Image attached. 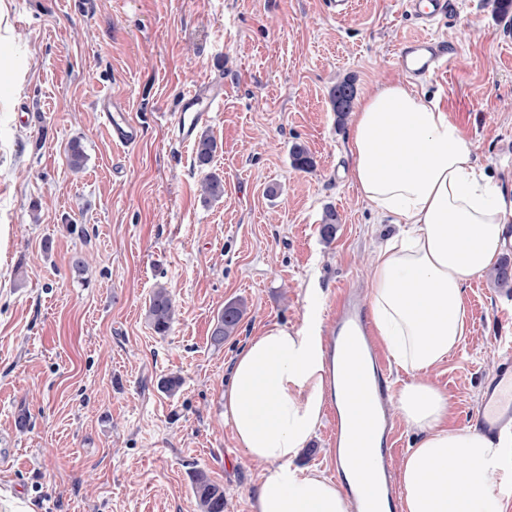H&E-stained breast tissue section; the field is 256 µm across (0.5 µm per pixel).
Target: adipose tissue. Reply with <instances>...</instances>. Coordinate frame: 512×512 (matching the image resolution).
Here are the masks:
<instances>
[{
	"label": "adipose tissue",
	"instance_id": "ef3b65f1",
	"mask_svg": "<svg viewBox=\"0 0 512 512\" xmlns=\"http://www.w3.org/2000/svg\"><path fill=\"white\" fill-rule=\"evenodd\" d=\"M346 152L357 192L398 232L369 266L366 315L395 362L413 372L394 397L417 440L400 464L402 512H502L492 485L502 444L448 425L446 397L425 377L466 334L465 290L497 262L512 230V186L490 176L458 122L401 82L359 100ZM319 312L301 329L264 327L235 358L224 421L248 457L264 464L252 512H349L340 481L292 467L339 402L348 416L371 411L352 385L372 371L357 359L329 372Z\"/></svg>",
	"mask_w": 512,
	"mask_h": 512
}]
</instances>
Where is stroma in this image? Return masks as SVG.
<instances>
[{"label":"stroma","mask_w":512,"mask_h":512,"mask_svg":"<svg viewBox=\"0 0 512 512\" xmlns=\"http://www.w3.org/2000/svg\"><path fill=\"white\" fill-rule=\"evenodd\" d=\"M0 0V512H198L195 470L224 488V512H251L264 466L224 423V386L248 341L276 323L324 329L368 267L389 224L350 181L337 81L357 95L404 80L396 48L423 33L452 45L446 74L417 82L439 98L481 165L512 182V15L459 0L423 28L399 0ZM223 83L204 129L224 196L204 201L194 149L175 142L177 101ZM119 97L143 130L113 145L96 106ZM85 166H69L72 143ZM300 142L314 158L293 167ZM339 218L320 233L326 208ZM82 253L86 262L74 269ZM177 319L148 318L155 288ZM237 331L214 344L226 304ZM468 331L428 379L462 428L512 338V297L489 275L465 293ZM178 376L175 393L161 387ZM26 417V428L17 420ZM354 98V81L351 78H344L336 83L331 93V102L338 121L341 122L347 112L351 111ZM174 305L166 288H156L150 299L147 317L156 333H167L174 321Z\"/></svg>","instance_id":"35a3bbf8"}]
</instances>
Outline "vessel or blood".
Segmentation results:
<instances>
[{
  "mask_svg": "<svg viewBox=\"0 0 512 512\" xmlns=\"http://www.w3.org/2000/svg\"><path fill=\"white\" fill-rule=\"evenodd\" d=\"M450 55L447 44L432 37H420L400 42L397 63L409 75L427 78L445 70ZM224 100L222 85L204 82L190 92L183 94L179 101L176 119V140L179 145L190 146L200 125L206 123L211 112L220 108ZM103 125L113 143L119 146L135 144L141 137V128L134 122L120 98H113L102 106ZM336 334L331 345L337 357H349L364 352L370 359L375 382L358 390L361 396L378 397L381 403H388L389 390L385 360L368 334L361 305L350 292H343L336 300ZM470 423L480 431L494 438L512 439V345L503 344L497 354V363L492 375L484 384L480 400L469 414ZM383 446L373 458L381 482L387 490L390 512H399L397 495L394 490V476L391 450L387 443L390 433H383ZM331 451L328 465L334 472L355 467L362 458V443L358 440L343 442L341 429H334L330 438Z\"/></svg>",
  "mask_w": 512,
  "mask_h": 512,
  "instance_id": "b4317fda",
  "label": "vessel or blood"
}]
</instances>
